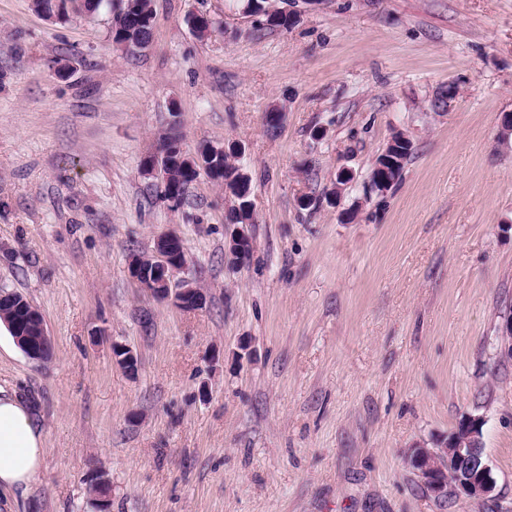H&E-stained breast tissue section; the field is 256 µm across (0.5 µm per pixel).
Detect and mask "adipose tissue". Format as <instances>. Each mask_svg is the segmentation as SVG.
<instances>
[{
    "label": "adipose tissue",
    "instance_id": "obj_1",
    "mask_svg": "<svg viewBox=\"0 0 512 512\" xmlns=\"http://www.w3.org/2000/svg\"><path fill=\"white\" fill-rule=\"evenodd\" d=\"M44 443L34 410L0 386V490L28 491L42 472Z\"/></svg>",
    "mask_w": 512,
    "mask_h": 512
}]
</instances>
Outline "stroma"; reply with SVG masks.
Segmentation results:
<instances>
[{
    "instance_id": "1",
    "label": "stroma",
    "mask_w": 512,
    "mask_h": 512,
    "mask_svg": "<svg viewBox=\"0 0 512 512\" xmlns=\"http://www.w3.org/2000/svg\"><path fill=\"white\" fill-rule=\"evenodd\" d=\"M153 4L150 47L126 55L108 8L0 0V287L53 341L38 364L0 332V386L45 436L14 512H93L100 474L111 512H512V0H276L285 30L245 0ZM174 125L190 152L242 146L244 264L224 259L221 188L199 177L174 209L144 175ZM398 132L401 179L367 192ZM168 232L201 310L129 274ZM467 414L497 482L484 504L434 498L408 462Z\"/></svg>"
}]
</instances>
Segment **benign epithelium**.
I'll return each mask as SVG.
<instances>
[{"label":"benign epithelium","mask_w":512,"mask_h":512,"mask_svg":"<svg viewBox=\"0 0 512 512\" xmlns=\"http://www.w3.org/2000/svg\"><path fill=\"white\" fill-rule=\"evenodd\" d=\"M169 164L168 154L160 151L149 165L143 167V172L156 178ZM185 264L180 239L167 234L157 239L152 253L131 259L129 272L152 298L182 309L198 310L206 303L202 289L189 279L176 278ZM15 342L25 348L29 359L37 362H45L47 354L53 352L52 338L46 328L40 331L34 344L25 342L20 335L15 337ZM112 357L126 372H138L139 359L131 347L112 344ZM482 423V417L469 414L459 421L448 438L431 448L418 444L410 450L413 471L433 497L442 499L451 492L480 503L495 498L496 481L482 443Z\"/></svg>","instance_id":"obj_1"}]
</instances>
